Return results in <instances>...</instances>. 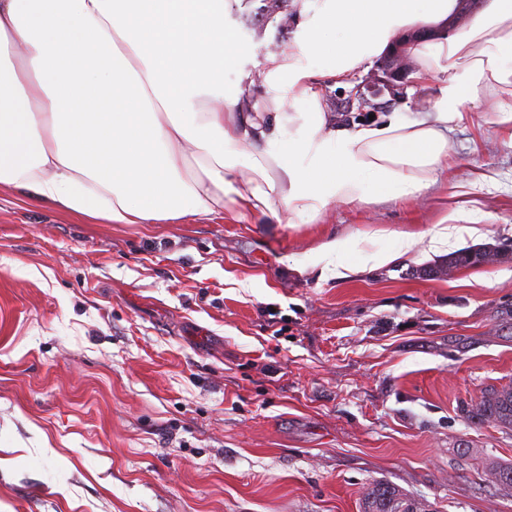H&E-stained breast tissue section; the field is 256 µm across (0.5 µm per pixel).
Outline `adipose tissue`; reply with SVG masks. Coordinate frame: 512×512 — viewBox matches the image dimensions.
<instances>
[{"label":"adipose tissue","instance_id":"obj_1","mask_svg":"<svg viewBox=\"0 0 512 512\" xmlns=\"http://www.w3.org/2000/svg\"><path fill=\"white\" fill-rule=\"evenodd\" d=\"M287 54L257 73L265 100L224 73L245 53L224 0H0V184L109 224L317 217L329 204L415 198L437 181L465 112L492 102L512 139V0H297ZM429 37L410 40L417 27ZM401 47L429 110L331 127L325 84L352 85ZM291 98L292 111L282 102ZM456 205L430 249L487 220Z\"/></svg>","mask_w":512,"mask_h":512}]
</instances>
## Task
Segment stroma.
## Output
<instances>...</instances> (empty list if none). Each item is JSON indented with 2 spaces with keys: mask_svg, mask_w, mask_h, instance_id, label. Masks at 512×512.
<instances>
[{
  "mask_svg": "<svg viewBox=\"0 0 512 512\" xmlns=\"http://www.w3.org/2000/svg\"><path fill=\"white\" fill-rule=\"evenodd\" d=\"M263 6L228 0L247 53L226 85L294 41ZM431 95L409 78L370 112L340 111L341 87L325 104L349 128ZM481 172L493 186L472 188ZM458 194L491 216L468 248L501 256L299 265L334 237L432 235ZM510 383L512 147L484 116L466 113L416 199L291 226L102 224L0 185V512H360L376 480L434 512H512L482 469L512 464V432L463 412Z\"/></svg>",
  "mask_w": 512,
  "mask_h": 512,
  "instance_id": "35a3bbf8",
  "label": "stroma"
}]
</instances>
